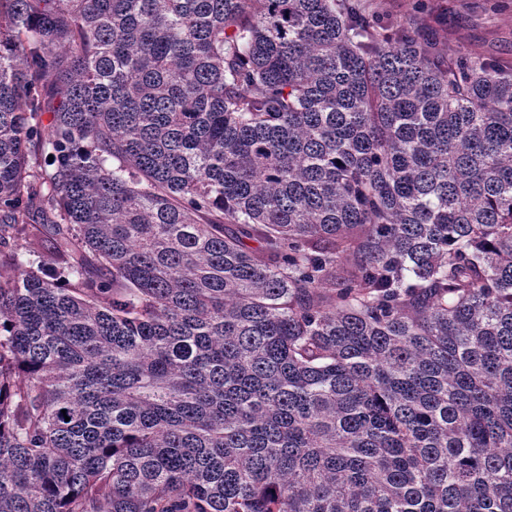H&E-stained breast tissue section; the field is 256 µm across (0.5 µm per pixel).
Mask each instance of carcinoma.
I'll use <instances>...</instances> for the list:
<instances>
[{"mask_svg":"<svg viewBox=\"0 0 512 512\" xmlns=\"http://www.w3.org/2000/svg\"><path fill=\"white\" fill-rule=\"evenodd\" d=\"M11 243L0 512H512V62L359 0H0Z\"/></svg>","mask_w":512,"mask_h":512,"instance_id":"carcinoma-1","label":"carcinoma"}]
</instances>
